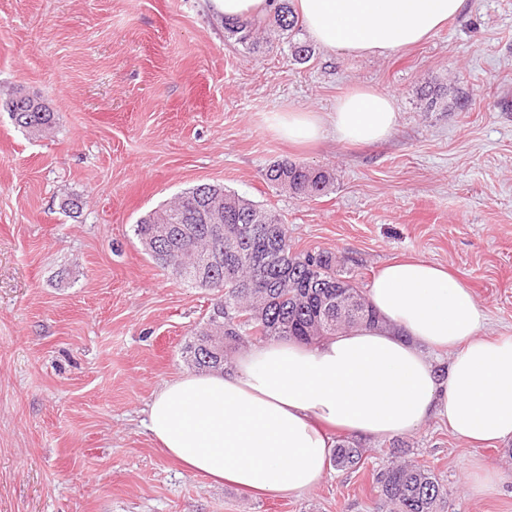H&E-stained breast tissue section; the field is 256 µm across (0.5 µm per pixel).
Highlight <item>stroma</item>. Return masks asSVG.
<instances>
[{
	"label": "stroma",
	"mask_w": 512,
	"mask_h": 512,
	"mask_svg": "<svg viewBox=\"0 0 512 512\" xmlns=\"http://www.w3.org/2000/svg\"><path fill=\"white\" fill-rule=\"evenodd\" d=\"M428 87L447 109H428ZM17 88L57 120L33 138L0 111V512H387L374 476L400 460L438 475L443 512H512V443L474 447L433 419L364 440L361 468H328L294 497L166 456L147 405L187 373L213 295L133 234L175 195L220 184L278 213L294 250L340 257L360 291L404 254L446 267L484 308V335L512 336V0H466L390 55L317 45L301 62L273 32L255 51L228 38L209 0H0V94ZM356 88L393 97L387 140L275 133L274 113L329 112ZM280 159L334 183L295 197L262 176ZM480 466L501 482L474 496Z\"/></svg>",
	"instance_id": "stroma-1"
}]
</instances>
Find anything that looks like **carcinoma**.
Wrapping results in <instances>:
<instances>
[{
    "label": "carcinoma",
    "instance_id": "obj_1",
    "mask_svg": "<svg viewBox=\"0 0 512 512\" xmlns=\"http://www.w3.org/2000/svg\"><path fill=\"white\" fill-rule=\"evenodd\" d=\"M224 29L249 47L260 43V34L277 31L288 38L297 61L307 60L312 52L311 45L296 39L298 18L289 0H278L264 17L227 19ZM0 109L29 136H41L55 125L48 106L34 103L21 89L0 98ZM264 177L302 198L320 196L333 183L329 171L287 160L270 165ZM214 196L222 201L224 255L211 262L205 256L213 243L211 225L190 222L188 213ZM161 227L169 230L168 237L156 236ZM133 231L139 242L152 241L148 255L172 276L214 295L206 323L183 347L185 361L197 369L221 372L228 351L253 342L294 339L315 344L347 327L374 322L368 301L332 253L294 251L280 215L221 185L201 184L180 193L140 218ZM333 462L358 469L364 464L363 448L342 440ZM376 483L396 512H438L446 495L440 478L415 464H393L377 473Z\"/></svg>",
    "mask_w": 512,
    "mask_h": 512
}]
</instances>
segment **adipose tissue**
<instances>
[{
	"label": "adipose tissue",
	"instance_id": "1",
	"mask_svg": "<svg viewBox=\"0 0 512 512\" xmlns=\"http://www.w3.org/2000/svg\"><path fill=\"white\" fill-rule=\"evenodd\" d=\"M465 0H297L311 39L348 55L392 54L423 42ZM391 96L354 89L333 111L275 113L292 144L334 136L370 146L398 125ZM367 300L376 319L316 345L279 341L239 354L222 373H186L156 393L147 428L166 455L217 484L298 494L321 483L334 443L325 425L356 437L409 435L435 418L460 440H512V337H483L470 289L418 257L382 266ZM453 353L447 372L430 349Z\"/></svg>",
	"mask_w": 512,
	"mask_h": 512
}]
</instances>
